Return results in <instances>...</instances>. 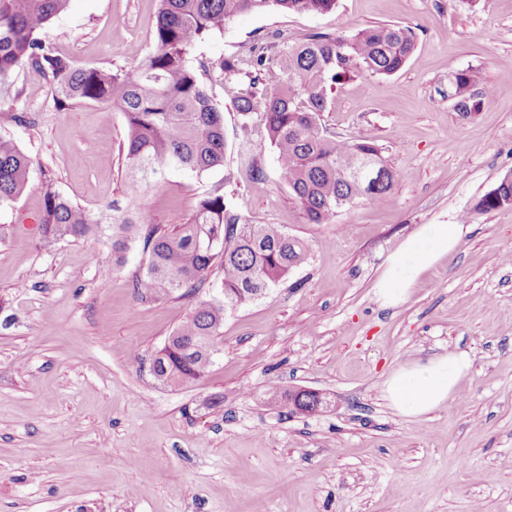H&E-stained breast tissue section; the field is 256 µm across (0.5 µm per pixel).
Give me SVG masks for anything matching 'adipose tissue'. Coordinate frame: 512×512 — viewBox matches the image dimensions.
<instances>
[{
	"mask_svg": "<svg viewBox=\"0 0 512 512\" xmlns=\"http://www.w3.org/2000/svg\"><path fill=\"white\" fill-rule=\"evenodd\" d=\"M460 224H426L386 259L374 285L376 300L385 307L405 303L417 278L453 251L462 235ZM472 361L450 351L428 359L405 361L381 385L383 399L398 415L424 418L454 398Z\"/></svg>",
	"mask_w": 512,
	"mask_h": 512,
	"instance_id": "adipose-tissue-1",
	"label": "adipose tissue"
}]
</instances>
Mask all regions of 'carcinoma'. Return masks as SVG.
<instances>
[{
  "label": "carcinoma",
  "instance_id": "cac0c4a2",
  "mask_svg": "<svg viewBox=\"0 0 512 512\" xmlns=\"http://www.w3.org/2000/svg\"><path fill=\"white\" fill-rule=\"evenodd\" d=\"M69 0H0V86L32 68L51 82L53 100L64 112L81 102L116 109L126 122L128 202L112 205V215H94L73 203L46 177L39 248L50 252L65 239L96 237L112 250L113 265L126 262L131 242L142 237L146 270L132 288L140 299L180 291L192 297L204 287L212 262L222 258L218 295L196 302L186 320L168 337L153 360L168 386L187 384L212 362L210 343L219 335L228 309L269 289L306 259V246L274 224H253L240 215L221 190L202 196L187 222L171 227L152 222L141 197L170 170L201 174L224 166V117L213 96L189 64L191 49L244 13L283 11L326 13L336 0H158L155 47L127 70L80 66L47 46L40 34ZM415 32L409 26L383 24L348 36L316 33L276 49L253 47L255 75L237 98L248 115L264 105L268 141L277 154L278 178L299 206L305 223L329 224L340 211L359 202L375 204L400 179L373 141H348L321 124L336 88L364 69L392 76L413 54ZM482 81L477 70L455 76L459 116L475 115L481 101L472 89ZM31 159L10 138L0 136V207L25 188ZM368 166L377 178L354 177ZM512 208V175L474 205L477 213Z\"/></svg>",
  "mask_w": 512,
  "mask_h": 512
}]
</instances>
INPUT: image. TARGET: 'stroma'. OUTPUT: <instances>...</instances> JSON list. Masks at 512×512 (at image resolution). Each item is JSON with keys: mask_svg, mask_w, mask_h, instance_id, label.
I'll return each instance as SVG.
<instances>
[{"mask_svg": "<svg viewBox=\"0 0 512 512\" xmlns=\"http://www.w3.org/2000/svg\"><path fill=\"white\" fill-rule=\"evenodd\" d=\"M157 0H69L43 33L78 64L120 71L154 48ZM381 24L413 28L416 48L392 76L344 82L322 123L370 139L401 174L379 203L329 224L305 223L278 179L262 112L234 107L254 44ZM236 59L239 73L200 78L224 115L223 167L168 173L146 203L175 224L215 185L256 224L307 246L304 263L226 313L213 363L172 388L150 372L191 312L176 294L136 297L147 266L133 244L123 266L88 238L38 249L45 181L91 211L126 202V123L79 104L56 111L27 69L0 115L32 165L0 209V512H512V209L474 212L512 171V0H337L325 14L246 13L197 44L192 66ZM476 69L487 96L475 117L454 110L452 82ZM261 169L265 190L253 187ZM464 223L457 248L424 272L408 301L376 302L390 253L425 224ZM453 350L472 368L456 398L426 418L396 414L384 379L411 358ZM321 393L319 412L267 396Z\"/></svg>", "mask_w": 512, "mask_h": 512, "instance_id": "stroma-1", "label": "stroma"}]
</instances>
